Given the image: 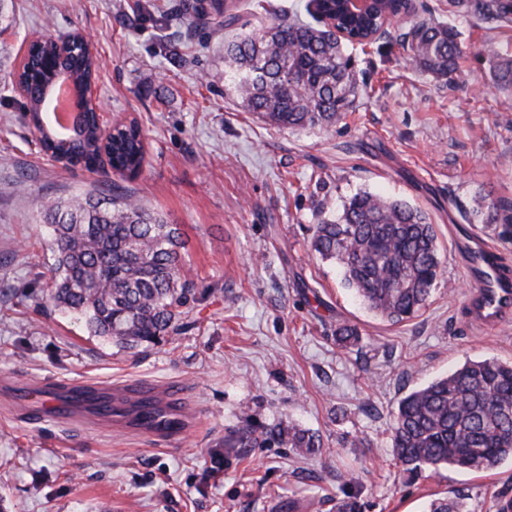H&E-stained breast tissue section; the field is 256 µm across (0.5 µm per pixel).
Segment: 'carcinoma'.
Listing matches in <instances>:
<instances>
[{"mask_svg":"<svg viewBox=\"0 0 512 512\" xmlns=\"http://www.w3.org/2000/svg\"><path fill=\"white\" fill-rule=\"evenodd\" d=\"M451 6L490 29L512 24V0H451ZM408 35L413 68L436 80L453 79L464 56L455 27L416 18ZM54 48L50 36L30 48L32 61L20 74L28 113L42 108L39 90L55 68L46 64ZM74 51L62 67L70 70L81 92L96 79L98 58L81 41ZM483 51L492 61V87L512 92V57L499 54L490 40ZM224 59L245 107L284 129L335 126L358 89L340 43L299 19L229 42ZM40 133L41 151L66 154L90 173L98 171L104 152L123 179L136 178L143 168L146 143L135 122L116 125L106 138L93 117L83 132L73 130L77 142L68 146L43 128ZM487 209L488 219L502 220L504 233L512 234V203L499 199L487 203ZM42 219L55 245L50 299L58 309L80 316L90 335L135 349L185 329L182 308L189 302L191 282L178 225L120 193L117 185L100 195L50 201L42 206ZM311 248L321 260L337 265L344 285L391 324L417 317L443 274L429 215L402 199L368 191L352 195L341 213L320 216ZM336 340L353 346L359 332L343 324ZM267 442L285 443L304 455L323 448L319 435L306 430L258 433L248 426L229 431L224 448ZM392 448L410 471L479 472L512 460V363L494 357L468 360L400 398ZM427 512L468 510L460 501L440 497L430 501Z\"/></svg>","mask_w":512,"mask_h":512,"instance_id":"obj_1","label":"carcinoma"}]
</instances>
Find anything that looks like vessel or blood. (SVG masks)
<instances>
[{
  "instance_id": "vessel-or-blood-1",
  "label": "vessel or blood",
  "mask_w": 512,
  "mask_h": 512,
  "mask_svg": "<svg viewBox=\"0 0 512 512\" xmlns=\"http://www.w3.org/2000/svg\"><path fill=\"white\" fill-rule=\"evenodd\" d=\"M466 268L475 283L468 302L473 322L482 329L498 328L512 315V272L502 266L498 251L484 242L468 246ZM179 388L132 385L110 397H97L86 385H32L23 393L24 402L43 415L67 419L76 402L93 399L97 418L111 420L118 409L129 410L130 421L157 438L180 435L193 425L179 399Z\"/></svg>"
}]
</instances>
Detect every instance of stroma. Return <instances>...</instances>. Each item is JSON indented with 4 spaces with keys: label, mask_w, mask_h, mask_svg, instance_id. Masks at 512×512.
Listing matches in <instances>:
<instances>
[{
    "label": "stroma",
    "mask_w": 512,
    "mask_h": 512,
    "mask_svg": "<svg viewBox=\"0 0 512 512\" xmlns=\"http://www.w3.org/2000/svg\"><path fill=\"white\" fill-rule=\"evenodd\" d=\"M199 0H14L0 35V504L5 512H272L293 502L332 512L354 493L360 512H424L434 497L496 512L512 498V462L471 473L412 475L396 460L398 400L465 360L512 361V318L492 334L470 318L464 232L512 270V235L472 223L480 198L512 200V94L491 90L482 43L512 53V26L416 0L415 13L455 25L466 53L456 83L406 64L396 21L390 38L346 47L358 90L328 130L281 129L249 112L224 80L228 33ZM307 0H236L252 27L294 19ZM79 29L102 66L106 122L136 120L146 138L142 173L125 188L179 225L192 295L187 330L128 350L89 335L48 299L51 238L44 201L105 189L115 176L44 160L10 77L27 40ZM366 190L427 211L443 275L427 307L392 325L310 249L318 212L335 214ZM356 325L353 350L336 341ZM142 378L180 384L198 427L171 443L88 417L21 416L16 395L47 380L104 385ZM297 427L320 435L318 457L284 444L223 453L232 429ZM356 476L345 485L344 471Z\"/></svg>",
    "instance_id": "obj_1"
}]
</instances>
